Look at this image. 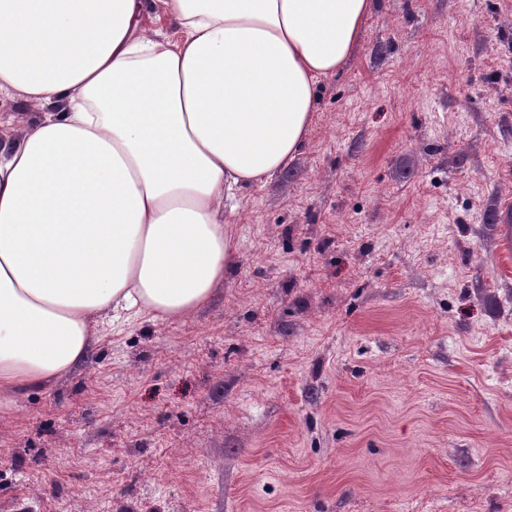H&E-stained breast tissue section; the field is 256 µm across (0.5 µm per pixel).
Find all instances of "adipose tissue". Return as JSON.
Masks as SVG:
<instances>
[{
    "label": "adipose tissue",
    "instance_id": "ef3b65f1",
    "mask_svg": "<svg viewBox=\"0 0 512 512\" xmlns=\"http://www.w3.org/2000/svg\"><path fill=\"white\" fill-rule=\"evenodd\" d=\"M0 0V407L84 360L105 316L184 318L236 252L224 198L287 168L371 0ZM49 107L35 106L23 96L15 93L11 96L0 95V127L13 131L15 137L40 120Z\"/></svg>",
    "mask_w": 512,
    "mask_h": 512
}]
</instances>
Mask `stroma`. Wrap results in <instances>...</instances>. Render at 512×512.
Returning <instances> with one entry per match:
<instances>
[{
    "mask_svg": "<svg viewBox=\"0 0 512 512\" xmlns=\"http://www.w3.org/2000/svg\"><path fill=\"white\" fill-rule=\"evenodd\" d=\"M316 98L208 304L0 411V512H512V0H372Z\"/></svg>",
    "mask_w": 512,
    "mask_h": 512,
    "instance_id": "stroma-1",
    "label": "stroma"
}]
</instances>
